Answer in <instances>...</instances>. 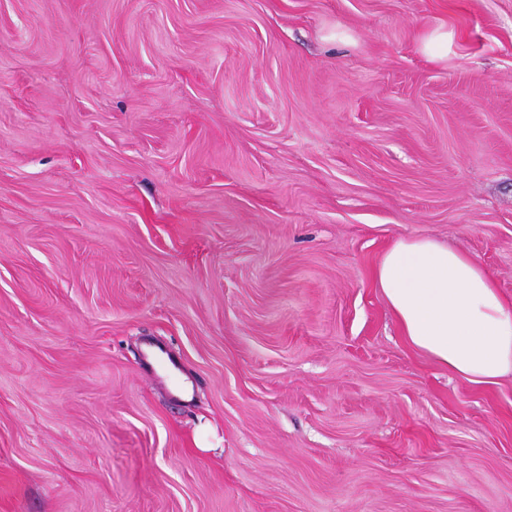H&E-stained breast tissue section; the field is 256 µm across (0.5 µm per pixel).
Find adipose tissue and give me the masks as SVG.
<instances>
[{"instance_id": "ef3b65f1", "label": "adipose tissue", "mask_w": 512, "mask_h": 512, "mask_svg": "<svg viewBox=\"0 0 512 512\" xmlns=\"http://www.w3.org/2000/svg\"><path fill=\"white\" fill-rule=\"evenodd\" d=\"M374 280L413 349L475 386L512 374V300L473 256L431 238L400 239Z\"/></svg>"}]
</instances>
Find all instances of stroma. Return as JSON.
<instances>
[{
	"label": "stroma",
	"mask_w": 512,
	"mask_h": 512,
	"mask_svg": "<svg viewBox=\"0 0 512 512\" xmlns=\"http://www.w3.org/2000/svg\"><path fill=\"white\" fill-rule=\"evenodd\" d=\"M416 237L512 299V0H0V512H512Z\"/></svg>",
	"instance_id": "stroma-1"
}]
</instances>
